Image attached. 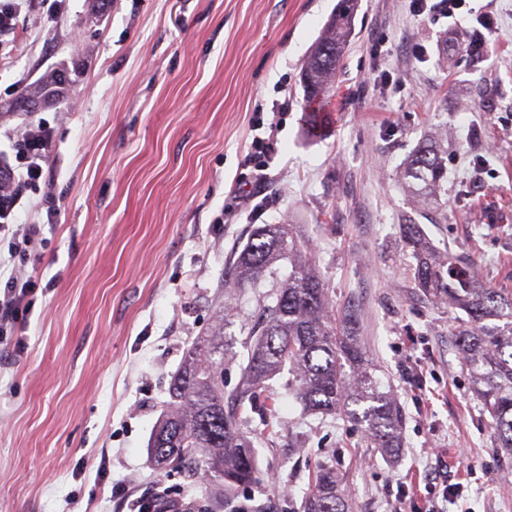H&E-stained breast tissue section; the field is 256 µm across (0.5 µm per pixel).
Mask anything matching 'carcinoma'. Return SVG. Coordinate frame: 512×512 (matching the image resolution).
<instances>
[{
	"label": "carcinoma",
	"mask_w": 512,
	"mask_h": 512,
	"mask_svg": "<svg viewBox=\"0 0 512 512\" xmlns=\"http://www.w3.org/2000/svg\"><path fill=\"white\" fill-rule=\"evenodd\" d=\"M357 0H338L301 70L312 114L325 107L344 50L354 35ZM403 177L411 195L436 202L448 180L445 153L424 145L411 156ZM406 244L417 264L414 280L428 295L448 299L463 312L457 346L470 369L483 408L492 418L499 447L512 452V295L481 283L467 262L448 255L444 262L423 240L417 224L403 225ZM302 231L296 224H263L234 252L230 279L238 287H258L266 272L288 262V275L266 293L264 319L254 336L232 399H273L268 381L284 367L295 374L296 394L315 413L343 412L365 424L379 448L399 446L398 411L377 380L363 368L364 349L353 334L355 318L341 322L331 314L326 288L302 255ZM224 325L200 337L185 352L172 378L168 411L150 438L156 464L194 477L208 475L207 488L224 497L261 481L254 449L236 410L224 396ZM301 512H349L333 468L318 464Z\"/></svg>",
	"instance_id": "obj_1"
}]
</instances>
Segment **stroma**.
<instances>
[{"label": "stroma", "mask_w": 512, "mask_h": 512, "mask_svg": "<svg viewBox=\"0 0 512 512\" xmlns=\"http://www.w3.org/2000/svg\"><path fill=\"white\" fill-rule=\"evenodd\" d=\"M338 0H19L0 32V160L32 124L50 133L44 178L19 222L42 227L24 259L37 292L21 332L0 335V512H300L316 464L350 512H512V458L456 346V309L426 297L401 227L467 256L512 293V0L434 20L409 0H358L325 134L307 130L302 66ZM495 22L472 49L477 14ZM64 67L38 112L12 101ZM398 83L384 86V78ZM286 111H279L280 103ZM278 115L264 184L259 120ZM448 152L436 217L401 173L425 141ZM299 224L307 257L402 413L400 446L374 447L340 415L304 413L293 376L244 403L258 487L223 500L156 466L148 444L185 351L225 320L224 390L262 313L225 285L261 224Z\"/></svg>", "instance_id": "stroma-1"}]
</instances>
